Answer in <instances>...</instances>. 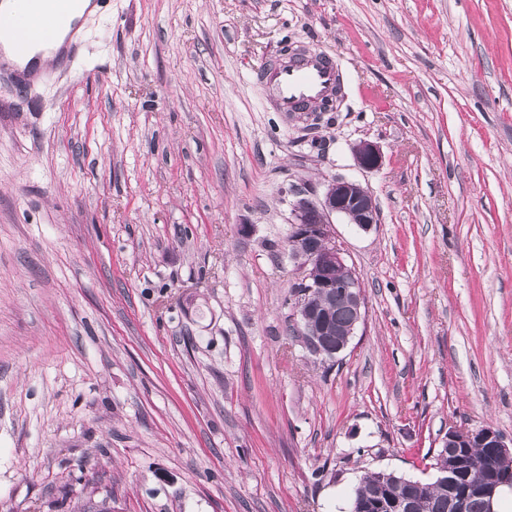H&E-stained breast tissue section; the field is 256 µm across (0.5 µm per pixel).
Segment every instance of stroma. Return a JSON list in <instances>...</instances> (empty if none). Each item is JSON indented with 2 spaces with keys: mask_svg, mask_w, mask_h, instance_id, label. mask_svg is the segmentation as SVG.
<instances>
[{
  "mask_svg": "<svg viewBox=\"0 0 512 512\" xmlns=\"http://www.w3.org/2000/svg\"><path fill=\"white\" fill-rule=\"evenodd\" d=\"M80 37L0 78V512H349L448 428L512 439V0H106ZM287 41L341 111L262 95ZM334 176L380 222L331 218L366 317L322 365L282 245ZM1 45L5 52L7 53V41L5 38L1 39ZM0 45V76L7 77L12 81L18 84H27L31 82L37 75V71H35L32 67H28L27 69L20 70L17 68L16 64L5 59ZM357 164L366 170H374L381 167L383 156L377 144L371 141H360L354 148Z\"/></svg>",
  "mask_w": 512,
  "mask_h": 512,
  "instance_id": "stroma-1",
  "label": "stroma"
}]
</instances>
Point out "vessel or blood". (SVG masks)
Here are the masks:
<instances>
[{
  "instance_id": "b4317fda",
  "label": "vessel or blood",
  "mask_w": 512,
  "mask_h": 512,
  "mask_svg": "<svg viewBox=\"0 0 512 512\" xmlns=\"http://www.w3.org/2000/svg\"><path fill=\"white\" fill-rule=\"evenodd\" d=\"M73 3L74 0H40L33 10L0 13V36H8L14 54L10 60L0 54L1 77L19 84L35 78V70L18 69L16 59L26 58L36 45L56 42L61 22ZM336 78L334 61L317 53L307 55L296 64L273 62L255 75L257 85L282 112L295 111L303 102L327 96L334 88Z\"/></svg>"
}]
</instances>
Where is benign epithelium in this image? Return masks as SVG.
Here are the masks:
<instances>
[{
    "mask_svg": "<svg viewBox=\"0 0 512 512\" xmlns=\"http://www.w3.org/2000/svg\"><path fill=\"white\" fill-rule=\"evenodd\" d=\"M343 96L336 87L326 98L304 104L301 112H337ZM357 164L366 170L381 167L383 156L377 144L361 141L354 148ZM288 194L292 219L284 239L283 254L293 263L297 277L292 284L287 306L290 319L306 337L305 347L324 362H333L348 347L351 338L365 321V297L357 271L346 263L344 253L330 232V217L339 215L363 230L379 223V209L372 193L359 183L333 177L318 196L305 188H291ZM338 269L349 272L344 282V294L355 307L346 329L333 331L331 316L322 310L319 299L333 293L337 282L330 274ZM336 336V342L329 340ZM478 445L496 454L512 453L503 436L490 426L476 429L448 428L441 439V455L453 453L454 464L438 471L436 481L448 490V512H468L475 496L491 497L500 485L501 477L489 469L474 475L466 469L469 448ZM412 482L394 472H377V494L356 497L350 512H414V501L408 491Z\"/></svg>",
    "mask_w": 512,
    "mask_h": 512,
    "instance_id": "1",
    "label": "benign epithelium"
}]
</instances>
